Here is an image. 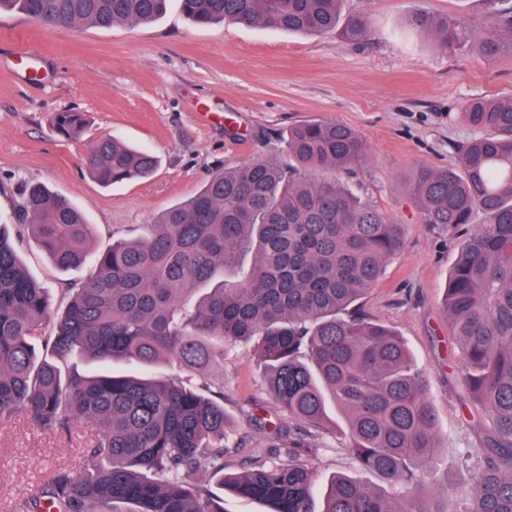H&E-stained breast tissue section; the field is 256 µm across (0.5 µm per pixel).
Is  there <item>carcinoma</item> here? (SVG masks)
<instances>
[{"mask_svg": "<svg viewBox=\"0 0 512 512\" xmlns=\"http://www.w3.org/2000/svg\"><path fill=\"white\" fill-rule=\"evenodd\" d=\"M168 0H0L48 25L110 28L159 19ZM194 23L231 21L301 34L336 32L347 45L370 33L343 0H180ZM413 29L450 49L474 43L494 61L512 57V0H484L483 20L416 11ZM463 118L480 134L440 169L421 167L411 194L426 224L453 230L482 223L464 240L442 306L466 367L463 404L494 429L462 483H427L440 455L428 381L403 339L360 303L384 263L401 251L402 225L364 203L339 180L363 162L367 146L335 122H306L284 135L288 165L257 160L212 174L194 195L159 214L141 235L94 249V225L42 185L29 189L15 225L60 271L90 266L58 289L55 302L22 263L0 227V420L17 411L43 431L95 427L92 468L58 467L41 495L13 512H224L211 486L269 505L313 512L318 476L305 457L318 448L329 408L345 419L348 450L388 489L334 474L321 512H512V97L474 98ZM82 112H58L71 139ZM85 166L102 185L150 177L148 149L97 140ZM251 259V267L239 270ZM254 342L264 382L287 432L269 448L288 460L256 462L224 476V386L208 372L224 346ZM125 361L138 376L86 375L68 364ZM160 364L178 368L159 378Z\"/></svg>", "mask_w": 512, "mask_h": 512, "instance_id": "cac0c4a2", "label": "carcinoma"}]
</instances>
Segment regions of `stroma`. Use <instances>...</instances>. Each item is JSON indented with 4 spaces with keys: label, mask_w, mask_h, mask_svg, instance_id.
I'll return each instance as SVG.
<instances>
[{
    "label": "stroma",
    "mask_w": 512,
    "mask_h": 512,
    "mask_svg": "<svg viewBox=\"0 0 512 512\" xmlns=\"http://www.w3.org/2000/svg\"><path fill=\"white\" fill-rule=\"evenodd\" d=\"M420 10L437 17L479 19L482 0H345L365 16L370 37L344 45L336 34L302 35L217 22L199 26L170 0L159 20L109 28L45 25L0 13V225L14 215L30 184L41 183L76 205L96 227L97 246L110 232L140 234L152 218L193 195L212 172L251 160L287 163L282 137L302 121L346 125L368 146L366 160L344 173L349 189L402 224L404 247L389 259L362 298L365 312L397 332L428 376L438 422L439 470L465 476L461 459L483 445L492 422L474 421L462 405L465 366L448 330L442 298L464 242L462 230L424 223L410 188L417 168L453 163L477 131L460 102L512 96V57L486 62L475 44L438 46L409 31ZM87 119L79 139L59 137L55 113ZM115 136L150 149L159 166L147 179L103 187L84 158L100 138ZM16 249L30 273L56 296L85 269L57 270L33 238ZM225 431L245 448L224 458L225 473L247 470L265 430L256 418L287 425L266 392L250 347L224 349ZM94 430L74 435L32 427L24 414L0 420V512L37 492L46 472L90 465L83 445ZM343 432L319 436L310 462L319 478L335 473L372 488L381 479L359 467Z\"/></svg>",
    "instance_id": "1"
}]
</instances>
